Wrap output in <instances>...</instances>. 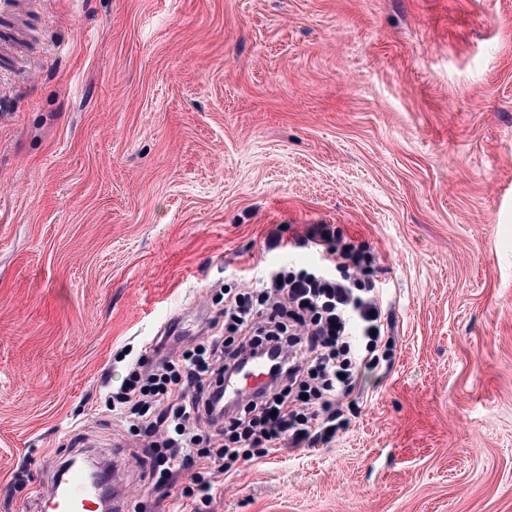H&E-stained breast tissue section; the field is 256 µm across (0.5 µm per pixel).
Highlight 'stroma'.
<instances>
[{
    "label": "stroma",
    "mask_w": 512,
    "mask_h": 512,
    "mask_svg": "<svg viewBox=\"0 0 512 512\" xmlns=\"http://www.w3.org/2000/svg\"><path fill=\"white\" fill-rule=\"evenodd\" d=\"M375 252L396 358L346 432L147 484L110 411L125 354L176 356L224 289ZM124 512H512V0H20L0 17V512L64 451ZM210 483H193V486H186L178 504V512H198L199 502L205 503L210 498Z\"/></svg>",
    "instance_id": "obj_1"
}]
</instances>
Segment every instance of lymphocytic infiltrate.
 I'll use <instances>...</instances> for the list:
<instances>
[{"label":"lymphocytic infiltrate","mask_w":512,"mask_h":512,"mask_svg":"<svg viewBox=\"0 0 512 512\" xmlns=\"http://www.w3.org/2000/svg\"><path fill=\"white\" fill-rule=\"evenodd\" d=\"M288 247L315 251L320 271L268 268L246 293L225 292L211 335L180 359L137 358L112 391L116 414L155 436L152 486H166L176 462L213 459L233 475L284 446L333 442L348 423L342 402L363 393L366 371L391 359L377 264L364 244L319 224ZM269 359L271 387L229 407L217 393L249 361Z\"/></svg>","instance_id":"f902f5d3"}]
</instances>
